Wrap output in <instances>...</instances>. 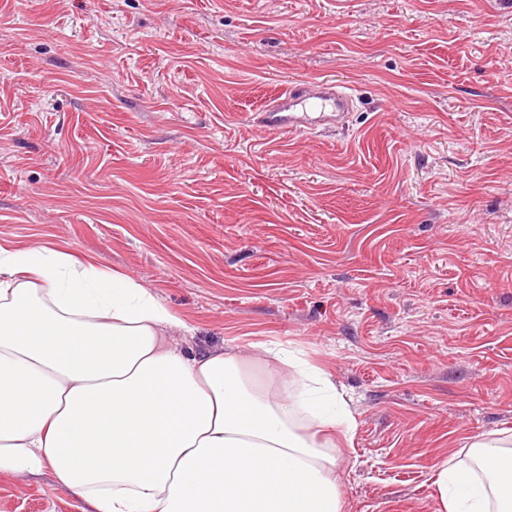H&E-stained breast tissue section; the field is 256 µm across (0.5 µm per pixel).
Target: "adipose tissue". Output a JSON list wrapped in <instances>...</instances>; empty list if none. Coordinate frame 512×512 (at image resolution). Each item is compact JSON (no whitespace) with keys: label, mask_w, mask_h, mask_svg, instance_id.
Returning <instances> with one entry per match:
<instances>
[{"label":"adipose tissue","mask_w":512,"mask_h":512,"mask_svg":"<svg viewBox=\"0 0 512 512\" xmlns=\"http://www.w3.org/2000/svg\"><path fill=\"white\" fill-rule=\"evenodd\" d=\"M189 332L135 279L0 245V473L51 469L84 512H342L317 436L355 418L330 377L276 398ZM469 456L436 467L442 512H512V436Z\"/></svg>","instance_id":"1"}]
</instances>
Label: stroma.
Returning a JSON list of instances; mask_svg holds the SVG:
<instances>
[{
	"label": "stroma",
	"instance_id": "35a3bbf8",
	"mask_svg": "<svg viewBox=\"0 0 512 512\" xmlns=\"http://www.w3.org/2000/svg\"><path fill=\"white\" fill-rule=\"evenodd\" d=\"M308 81L345 123L254 125ZM2 242L327 372L343 512H438L436 465L512 433V0H0ZM83 507L0 474V512Z\"/></svg>",
	"mask_w": 512,
	"mask_h": 512
}]
</instances>
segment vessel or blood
Listing matches in <instances>:
<instances>
[{
	"mask_svg": "<svg viewBox=\"0 0 512 512\" xmlns=\"http://www.w3.org/2000/svg\"><path fill=\"white\" fill-rule=\"evenodd\" d=\"M351 97L332 84L311 86L301 92L291 86L278 93L260 110L258 122L268 131H314L344 115Z\"/></svg>",
	"mask_w": 512,
	"mask_h": 512,
	"instance_id": "vessel-or-blood-1",
	"label": "vessel or blood"
}]
</instances>
